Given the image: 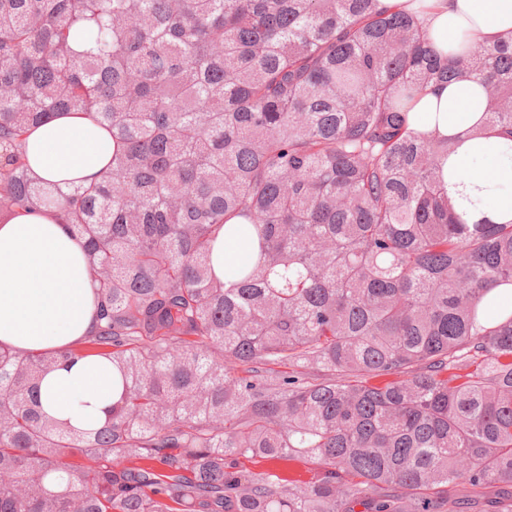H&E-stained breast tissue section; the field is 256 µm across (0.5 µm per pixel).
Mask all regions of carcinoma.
<instances>
[{
  "label": "carcinoma",
  "mask_w": 512,
  "mask_h": 512,
  "mask_svg": "<svg viewBox=\"0 0 512 512\" xmlns=\"http://www.w3.org/2000/svg\"><path fill=\"white\" fill-rule=\"evenodd\" d=\"M467 81L465 135L512 140V47L442 55L382 0H0V222L85 240L117 375L77 431L36 396L73 353L0 350V512H512V222L468 223L458 137L410 125ZM57 112L112 130L99 182L26 165ZM221 231L248 253L222 281ZM484 106V92L477 83L444 84L414 105L412 124L420 132L462 134L476 122ZM239 469L251 472H266L275 474L281 479L299 482L311 481L316 470L315 466L303 461H276L259 457H239ZM295 475V476H294Z\"/></svg>",
  "instance_id": "obj_1"
}]
</instances>
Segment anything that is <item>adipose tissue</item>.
<instances>
[{
	"instance_id": "adipose-tissue-1",
	"label": "adipose tissue",
	"mask_w": 512,
	"mask_h": 512,
	"mask_svg": "<svg viewBox=\"0 0 512 512\" xmlns=\"http://www.w3.org/2000/svg\"><path fill=\"white\" fill-rule=\"evenodd\" d=\"M385 2L419 10L443 53L464 43L512 42V0ZM484 106L480 85L444 84L414 105L412 124L420 132L460 134L476 122ZM112 150L111 132L81 113H59L26 134L31 171L62 186L98 179ZM445 169L488 186L480 216L497 223L512 220V154L503 155L487 140H467ZM98 302L83 242L56 212H24L0 224V347L20 354L73 350L92 331ZM113 386L110 362L78 356L45 375L38 400L48 415L90 431L103 424Z\"/></svg>"
}]
</instances>
